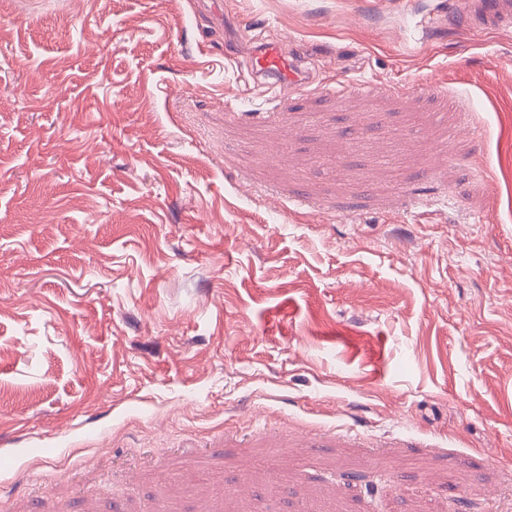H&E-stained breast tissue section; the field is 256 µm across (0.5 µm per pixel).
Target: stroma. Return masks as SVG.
Masks as SVG:
<instances>
[{
	"label": "stroma",
	"instance_id": "35a3bbf8",
	"mask_svg": "<svg viewBox=\"0 0 512 512\" xmlns=\"http://www.w3.org/2000/svg\"><path fill=\"white\" fill-rule=\"evenodd\" d=\"M222 2L0 0V512H512V31ZM280 42L265 43L263 48L252 58L251 68L255 74L267 75L273 78L266 82V92L271 99H278L288 88L296 87L302 80L306 82V75L296 69L289 61ZM304 75V76H303Z\"/></svg>",
	"mask_w": 512,
	"mask_h": 512
}]
</instances>
